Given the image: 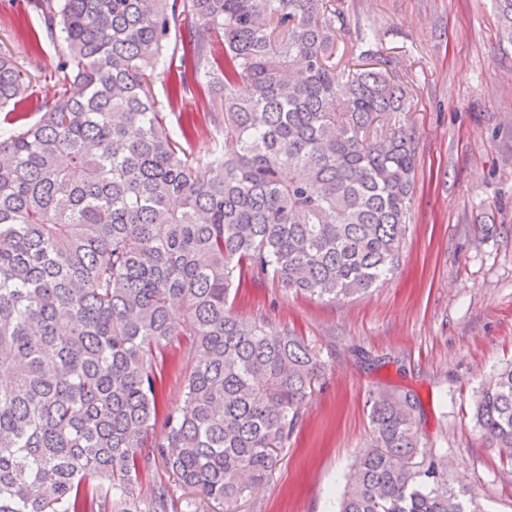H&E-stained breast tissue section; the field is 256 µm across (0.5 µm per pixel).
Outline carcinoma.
Segmentation results:
<instances>
[{
    "label": "carcinoma",
    "instance_id": "obj_1",
    "mask_svg": "<svg viewBox=\"0 0 512 512\" xmlns=\"http://www.w3.org/2000/svg\"><path fill=\"white\" fill-rule=\"evenodd\" d=\"M512 45V0H494ZM67 53L57 89L0 129V512H239L266 483L322 371L286 328L233 312L251 279L336 302L399 266L417 165L391 61L345 44L336 0H27ZM168 105L206 94L213 161L169 126L152 75L180 17ZM25 72L0 55V110ZM186 349H181L182 342ZM189 364L180 398L165 371ZM338 512H488L420 451L416 398L373 392ZM512 467V364L474 394ZM139 483L144 494V500L149 497L150 490L156 483H162L170 487L173 498L178 499V506H183V500L190 497V493L179 486L176 477L158 461L149 471L141 473Z\"/></svg>",
    "mask_w": 512,
    "mask_h": 512
}]
</instances>
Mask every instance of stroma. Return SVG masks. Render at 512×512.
Listing matches in <instances>:
<instances>
[{
  "instance_id": "1",
  "label": "stroma",
  "mask_w": 512,
  "mask_h": 512,
  "mask_svg": "<svg viewBox=\"0 0 512 512\" xmlns=\"http://www.w3.org/2000/svg\"><path fill=\"white\" fill-rule=\"evenodd\" d=\"M349 40L375 37L408 85L417 140L415 190L400 267L356 299L326 302L250 282L232 303L270 330L294 329L324 361L267 484L240 512H337L357 449L368 439L373 391L420 403L426 452L457 487L512 512V473L471 421L479 384L512 362V46L499 42L493 0H336ZM65 52L24 0H0V53L22 65L26 96L43 98ZM189 151L215 158L223 133L203 119Z\"/></svg>"
}]
</instances>
